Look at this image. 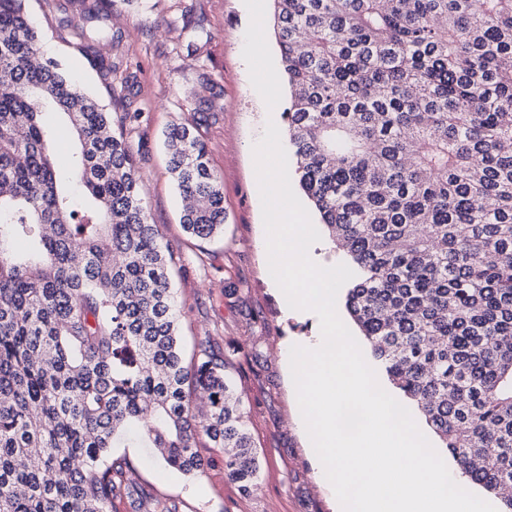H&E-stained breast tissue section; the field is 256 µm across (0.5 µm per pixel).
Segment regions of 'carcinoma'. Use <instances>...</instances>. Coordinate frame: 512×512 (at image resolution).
I'll use <instances>...</instances> for the list:
<instances>
[{
    "mask_svg": "<svg viewBox=\"0 0 512 512\" xmlns=\"http://www.w3.org/2000/svg\"><path fill=\"white\" fill-rule=\"evenodd\" d=\"M298 184L355 268L345 309L465 479L512 486V0H272ZM0 0V512H112L132 425L167 466L257 459L224 360L184 365L173 253L110 113ZM76 142L61 186L42 113ZM182 223L207 240L224 187L170 126Z\"/></svg>",
    "mask_w": 512,
    "mask_h": 512,
    "instance_id": "cac0c4a2",
    "label": "carcinoma"
}]
</instances>
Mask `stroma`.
Returning a JSON list of instances; mask_svg holds the SVG:
<instances>
[{"label":"stroma","mask_w":512,"mask_h":512,"mask_svg":"<svg viewBox=\"0 0 512 512\" xmlns=\"http://www.w3.org/2000/svg\"><path fill=\"white\" fill-rule=\"evenodd\" d=\"M107 13L97 40L75 37L83 8ZM41 31V55L95 95L122 121L141 175L140 197L164 245L175 253L172 282L186 366L211 340L241 401L259 462L256 490L227 476L224 452L200 439L201 469L167 468L153 449L123 442L112 450L118 474L112 512H342L332 488H319L315 451L297 424L300 408L283 353L320 333L315 314L283 303L261 247L262 205L252 149L267 120L284 127L282 107L267 109L243 58L250 15L244 0H27ZM194 128L224 185V230L189 236L181 197L168 172L165 133Z\"/></svg>","instance_id":"obj_1"}]
</instances>
